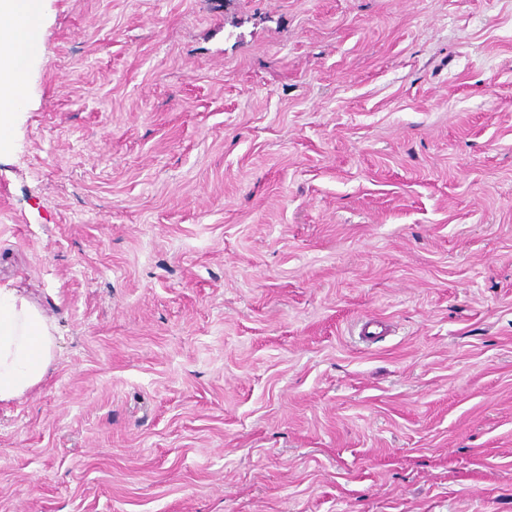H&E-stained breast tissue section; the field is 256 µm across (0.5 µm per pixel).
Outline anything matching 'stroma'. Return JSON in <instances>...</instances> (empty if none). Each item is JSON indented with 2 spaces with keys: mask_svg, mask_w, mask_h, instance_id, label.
Masks as SVG:
<instances>
[{
  "mask_svg": "<svg viewBox=\"0 0 512 512\" xmlns=\"http://www.w3.org/2000/svg\"><path fill=\"white\" fill-rule=\"evenodd\" d=\"M40 4L0 512H512V0ZM55 351L54 328L42 311L19 289L0 287V404L38 385Z\"/></svg>",
  "mask_w": 512,
  "mask_h": 512,
  "instance_id": "obj_1",
  "label": "stroma"
}]
</instances>
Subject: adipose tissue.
I'll return each instance as SVG.
<instances>
[{
	"label": "adipose tissue",
	"mask_w": 512,
	"mask_h": 512,
	"mask_svg": "<svg viewBox=\"0 0 512 512\" xmlns=\"http://www.w3.org/2000/svg\"><path fill=\"white\" fill-rule=\"evenodd\" d=\"M40 31L37 0H0V150L9 146L14 116L25 102ZM55 351L54 328L42 311L19 289L0 287V404L38 385Z\"/></svg>",
	"instance_id": "ef3b65f1"
}]
</instances>
